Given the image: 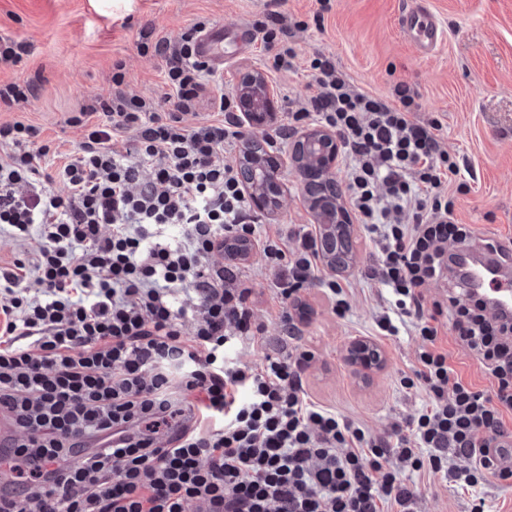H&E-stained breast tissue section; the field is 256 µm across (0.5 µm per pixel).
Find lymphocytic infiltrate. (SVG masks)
<instances>
[{
	"label": "lymphocytic infiltrate",
	"mask_w": 512,
	"mask_h": 512,
	"mask_svg": "<svg viewBox=\"0 0 512 512\" xmlns=\"http://www.w3.org/2000/svg\"><path fill=\"white\" fill-rule=\"evenodd\" d=\"M207 26L198 19L153 45L170 110L131 92L115 62L110 96L71 116L83 138L54 171L38 127L0 123V233L40 242L31 262L0 268V413L16 430L0 453L14 474L0 484V512H415L407 471L473 490L470 512H485L478 489L512 484V464L495 456L512 447V321L488 319L479 300L423 293L449 244L473 234L444 191L457 166L440 147L441 122L417 117L406 86L383 97L319 56L309 63L316 93L281 130L314 117L341 133L345 193L378 254L361 276L389 293L377 334L408 322L421 340L401 385L426 403L380 436L309 397L311 350L252 365L226 356L265 332L238 258L259 247L280 305L302 314L321 247L308 231L258 234L231 156L234 100L187 125L212 74L197 56ZM256 28L279 47L267 72L292 70L286 18L273 12ZM170 224L183 236H167ZM220 249L229 263L217 269ZM447 334L492 389L451 367Z\"/></svg>",
	"instance_id": "1"
}]
</instances>
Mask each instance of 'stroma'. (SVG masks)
Masks as SVG:
<instances>
[{
	"mask_svg": "<svg viewBox=\"0 0 512 512\" xmlns=\"http://www.w3.org/2000/svg\"><path fill=\"white\" fill-rule=\"evenodd\" d=\"M404 0H0V38L27 44L19 63L0 65V84L34 85L36 94L12 107H0V122L20 121L39 127L61 158L76 150L80 128L70 124L73 112L112 90V64L123 61L126 81L136 93L163 96L161 58L141 53V31L152 40H175L195 19L204 17L224 28L232 42L237 27L253 26L271 11L286 16L288 41L299 64L318 55L333 59L353 82L382 96L405 85L419 118L442 123L443 149L458 156L448 195L461 223L471 225L470 246L479 250L488 238L512 237V0H431V8L446 31L436 53L419 56L401 34L397 18ZM268 55L262 43L251 49L235 47L224 53V64L202 92L204 103L188 116L196 124L211 116V101L234 96L240 76L263 70ZM274 90V126L311 91L310 80L284 71L268 76ZM288 141L277 143L285 197L280 210L259 212L260 230L269 225H310L314 218L305 202L303 180L288 154ZM467 191H459V184ZM377 253L361 227L353 229L352 262L335 272L322 268V278L351 285L349 309L337 315L321 280L306 286L302 298L310 313L298 324V340L316 360L307 372V390L316 401L365 424L381 435L418 412L426 403L422 392L401 387L410 372L420 340L413 332L383 338L378 345L386 358L383 370L368 378L357 376L346 360L351 341L372 339L382 305L383 287L364 281L362 269L375 263ZM248 285L257 301L253 307L266 334H282V310L273 300L275 278L259 249L247 260ZM417 491L419 512H468L471 494L446 483L441 475H408Z\"/></svg>",
	"mask_w": 512,
	"mask_h": 512,
	"instance_id": "35a3bbf8",
	"label": "stroma"
}]
</instances>
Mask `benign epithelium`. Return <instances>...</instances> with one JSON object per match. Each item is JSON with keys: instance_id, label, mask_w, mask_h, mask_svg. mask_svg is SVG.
<instances>
[{"instance_id": "1", "label": "benign epithelium", "mask_w": 512, "mask_h": 512, "mask_svg": "<svg viewBox=\"0 0 512 512\" xmlns=\"http://www.w3.org/2000/svg\"><path fill=\"white\" fill-rule=\"evenodd\" d=\"M236 94L248 126L267 129L274 118V94L264 75L259 71L245 74L239 79ZM340 147L339 134L318 125L297 132L289 152L304 180L308 208L321 227L319 241L331 243L341 238L345 245L342 261H346L352 253V235L350 225L345 223V215L337 205L341 193L334 178ZM261 163L259 156L249 155L241 164L239 173L257 208L270 210L282 205L284 186L279 174L280 164L273 161L266 178L259 181L255 178V171ZM347 359L359 374H370L385 366L383 352L376 344L364 339L349 345Z\"/></svg>"}]
</instances>
